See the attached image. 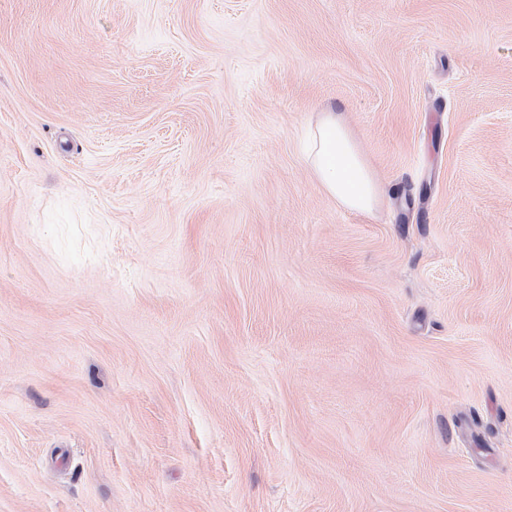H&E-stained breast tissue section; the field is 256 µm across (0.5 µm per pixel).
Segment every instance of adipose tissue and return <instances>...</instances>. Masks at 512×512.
<instances>
[{
	"instance_id": "1",
	"label": "adipose tissue",
	"mask_w": 512,
	"mask_h": 512,
	"mask_svg": "<svg viewBox=\"0 0 512 512\" xmlns=\"http://www.w3.org/2000/svg\"><path fill=\"white\" fill-rule=\"evenodd\" d=\"M305 158L323 190L344 210L368 214L385 192L355 140L344 113H316L307 130Z\"/></svg>"
}]
</instances>
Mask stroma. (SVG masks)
I'll list each match as a JSON object with an SVG mask.
<instances>
[{"mask_svg": "<svg viewBox=\"0 0 512 512\" xmlns=\"http://www.w3.org/2000/svg\"><path fill=\"white\" fill-rule=\"evenodd\" d=\"M0 512H512V0H0ZM306 163L323 190L344 210L368 214L385 192L342 112H317L307 130Z\"/></svg>", "mask_w": 512, "mask_h": 512, "instance_id": "obj_1", "label": "stroma"}]
</instances>
